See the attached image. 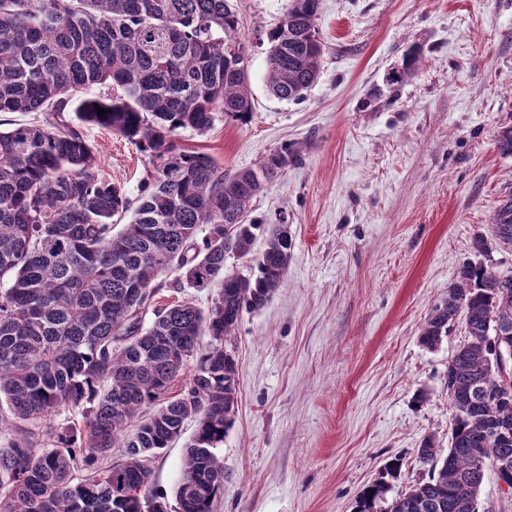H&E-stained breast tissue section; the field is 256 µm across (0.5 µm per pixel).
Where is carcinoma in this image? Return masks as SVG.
Wrapping results in <instances>:
<instances>
[{
	"label": "carcinoma",
	"mask_w": 512,
	"mask_h": 512,
	"mask_svg": "<svg viewBox=\"0 0 512 512\" xmlns=\"http://www.w3.org/2000/svg\"><path fill=\"white\" fill-rule=\"evenodd\" d=\"M319 0H292L267 32V86L298 100L320 77ZM232 0H0V113H45L0 130V512H169L148 457L186 420L196 429L174 494L176 512H214L224 494L216 449L233 424L236 363L224 337L262 308L288 269L284 224L245 223L288 148L232 176L174 141L218 118L251 115L245 46ZM123 95L95 96L103 85ZM112 130L148 158L139 194L101 172L92 146L62 120ZM105 113H97V107ZM132 213L116 233L114 218ZM268 247L250 276L224 271L258 234ZM512 247V199L497 210L480 254ZM175 270L176 286L218 288L204 312L188 300L147 302ZM464 313L467 343L448 362L453 426L448 454L418 449L428 478L386 498L378 481L357 512H478L487 470L512 484V400L492 416L474 400L512 378V274L466 262L420 332L438 348ZM210 338L201 348V337ZM197 367L179 392L188 362ZM124 458L112 461V449Z\"/></svg>",
	"instance_id": "obj_1"
}]
</instances>
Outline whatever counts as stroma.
<instances>
[{"instance_id": "1", "label": "stroma", "mask_w": 512, "mask_h": 512, "mask_svg": "<svg viewBox=\"0 0 512 512\" xmlns=\"http://www.w3.org/2000/svg\"><path fill=\"white\" fill-rule=\"evenodd\" d=\"M234 5L253 112L175 140L228 174L292 150L248 213L287 225L291 257L271 301L224 340L238 403L217 451L215 510L354 512L390 460L401 463L389 481L397 495L427 478L426 439L448 450V362L467 336L459 317L426 349L433 304L463 263L512 274V248H473L512 194V156L496 146L512 126V0H320L321 75L298 101L265 81L266 32L290 0ZM412 55L413 75L389 85ZM82 132L103 173L136 193L146 157L106 128ZM194 430L186 421L151 458L158 491L173 495Z\"/></svg>"}]
</instances>
